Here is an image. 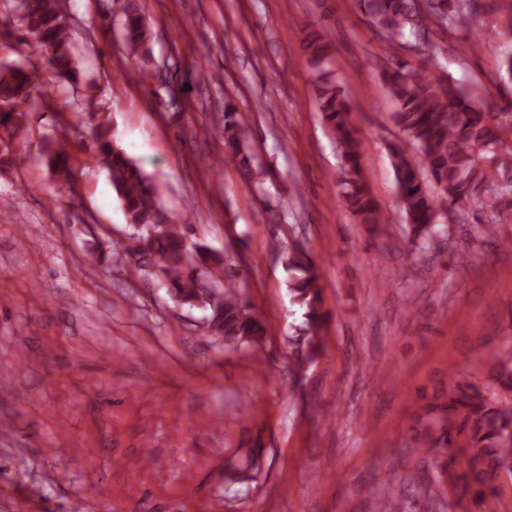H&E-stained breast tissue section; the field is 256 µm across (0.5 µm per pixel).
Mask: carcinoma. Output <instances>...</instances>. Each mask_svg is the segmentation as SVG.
I'll return each instance as SVG.
<instances>
[{
    "instance_id": "obj_1",
    "label": "carcinoma",
    "mask_w": 512,
    "mask_h": 512,
    "mask_svg": "<svg viewBox=\"0 0 512 512\" xmlns=\"http://www.w3.org/2000/svg\"><path fill=\"white\" fill-rule=\"evenodd\" d=\"M480 0H365L366 10L378 33L428 51L435 63L444 48L432 35L469 23L478 14ZM1 18L20 27L23 43L45 61L0 68V143L15 142L27 131L28 115L48 95L50 84L61 79L78 81L76 51L59 0H7ZM127 54L139 64L142 77L153 79L145 61L149 38L137 0H126L121 22ZM308 63L314 74L319 112L333 136L341 161V203L358 224L372 229L386 223L368 184L363 164L364 143L350 117V107L326 69L332 51L322 36L304 39ZM387 86L396 101L394 123L419 153L412 162L403 148L390 147L408 243L414 252L430 249L442 233L437 198L425 186L430 175L448 207L476 206L492 215L476 230L497 247L509 250V241L497 237V225L512 218V113L497 112L470 85L443 83L426 69L400 63L385 72ZM84 115L93 142V156L112 180L133 234L143 242L125 247L131 262L168 282L172 299L180 305L209 308L212 334L233 347L264 351L267 323L242 297L239 266L226 251H215L196 242L189 244L180 221L161 205L150 177L115 143L110 115L93 107ZM224 160L238 168L248 181L263 184L266 171L256 162L251 147L252 130L240 111L224 103ZM41 157L63 185L74 187L76 170L68 141L58 138L46 144ZM285 266L293 273L289 290L295 302L306 308V328L293 339L318 347L321 325V290L315 263L305 248L295 243L285 252ZM491 379L499 390L512 393V351L492 363ZM415 450L445 456V468L461 488L459 499L474 507L497 496L501 478L512 472V401L498 399L474 384H455L440 391L423 408L411 428ZM465 459L462 472L457 458ZM234 483L256 479L259 466L252 448H236L226 461Z\"/></svg>"
}]
</instances>
